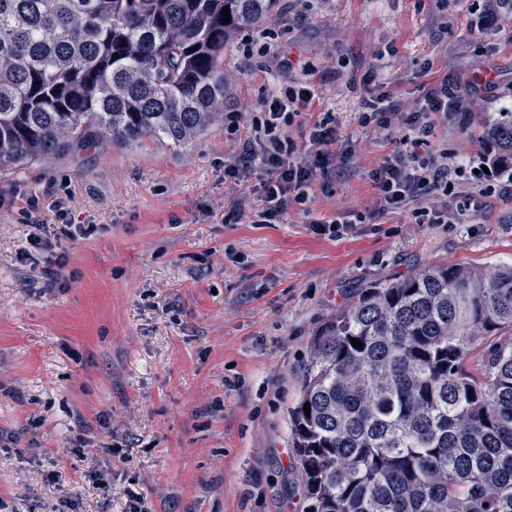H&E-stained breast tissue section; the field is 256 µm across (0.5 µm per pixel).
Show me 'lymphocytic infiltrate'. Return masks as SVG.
I'll list each match as a JSON object with an SVG mask.
<instances>
[{
    "mask_svg": "<svg viewBox=\"0 0 512 512\" xmlns=\"http://www.w3.org/2000/svg\"><path fill=\"white\" fill-rule=\"evenodd\" d=\"M360 84L369 93L367 110L359 116L360 125L384 132L397 147L368 172L376 193L374 208L352 220L333 217L313 222V233L337 239L351 232L355 224L373 222L409 207L429 223H456L453 209L431 205L430 200L435 195L451 194L463 181L472 189L468 202L472 214L483 212L487 197L512 200V167L497 160L493 143H486L477 157L461 161L433 142L438 123L467 125L469 100L492 92L496 78L479 73L463 83L455 73H448L425 89L419 104L410 112L402 111L399 99L385 91L378 69L362 74ZM314 97L308 86L295 83L264 102V117L254 123L252 138L224 167L225 177L236 183L253 171L262 172L261 206L252 209L250 191H242L228 201L227 219L238 218L251 209L259 223L281 224L292 210L309 203L313 189L334 194L337 179L344 176L356 152L353 144L339 140L335 119L329 116L309 125L308 138L301 142L285 130L309 108ZM26 204L32 215L28 233L32 247L49 250L56 241L73 242L90 236L94 230L90 224L71 223L64 203L56 205L59 222L53 226L39 219L37 196L28 197Z\"/></svg>",
    "mask_w": 512,
    "mask_h": 512,
    "instance_id": "1",
    "label": "lymphocytic infiltrate"
}]
</instances>
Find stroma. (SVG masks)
<instances>
[{
	"label": "stroma",
	"instance_id": "35a3bbf8",
	"mask_svg": "<svg viewBox=\"0 0 512 512\" xmlns=\"http://www.w3.org/2000/svg\"><path fill=\"white\" fill-rule=\"evenodd\" d=\"M476 0H278L272 15L224 48V109L184 144L95 145L0 173V512H301L290 447L310 339L355 289L426 264L512 263V202L489 199L473 222L419 224L410 211L340 239L313 221L363 211L367 172L393 145L361 127L351 80L381 64L412 111L448 72H498L495 95L471 112L512 111V27L468 31ZM448 35L438 36L440 23ZM314 89L311 110L336 118L357 152L333 196L283 224L253 214L226 223L236 191L224 166L262 119V101L291 83ZM56 221L67 197L90 238L49 251L27 241L29 194ZM60 264V286L39 270ZM109 491H101V481Z\"/></svg>",
	"mask_w": 512,
	"mask_h": 512
}]
</instances>
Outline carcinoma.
<instances>
[{"label":"carcinoma","instance_id":"obj_1","mask_svg":"<svg viewBox=\"0 0 512 512\" xmlns=\"http://www.w3.org/2000/svg\"><path fill=\"white\" fill-rule=\"evenodd\" d=\"M276 3L0 0V171L193 139L224 112V45ZM482 136L512 161V112ZM290 426L302 512H512V264L359 289L313 334Z\"/></svg>","mask_w":512,"mask_h":512}]
</instances>
